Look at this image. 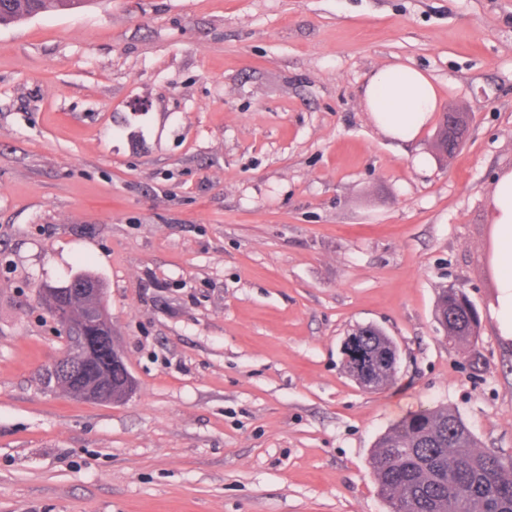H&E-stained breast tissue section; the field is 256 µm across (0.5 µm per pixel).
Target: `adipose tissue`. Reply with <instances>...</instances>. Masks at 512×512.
Segmentation results:
<instances>
[{"label": "adipose tissue", "mask_w": 512, "mask_h": 512, "mask_svg": "<svg viewBox=\"0 0 512 512\" xmlns=\"http://www.w3.org/2000/svg\"><path fill=\"white\" fill-rule=\"evenodd\" d=\"M378 129L398 141H411L432 122L438 105L434 83L418 69L394 65L372 72L361 95ZM490 220L494 246L490 271L497 288L492 314L498 335L512 343V169L492 191Z\"/></svg>", "instance_id": "1"}]
</instances>
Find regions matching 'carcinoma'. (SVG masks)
<instances>
[{"mask_svg": "<svg viewBox=\"0 0 512 512\" xmlns=\"http://www.w3.org/2000/svg\"><path fill=\"white\" fill-rule=\"evenodd\" d=\"M85 6L86 0H0V24ZM39 297L51 316L66 320L75 334L96 321L89 313L92 299L67 284L41 289ZM436 316L454 345L467 344L476 335L470 305L458 289H442ZM352 336L367 358L393 344L370 327H358ZM57 385L72 396L98 402H120L133 389L110 367L93 386L77 374ZM371 469L390 512H512V459L480 448L467 423L448 408L419 410L392 425L376 444Z\"/></svg>", "mask_w": 512, "mask_h": 512, "instance_id": "1", "label": "carcinoma"}]
</instances>
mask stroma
I'll list each match as a JSON object with an SVG mask.
<instances>
[{
    "instance_id": "stroma-1",
    "label": "stroma",
    "mask_w": 512,
    "mask_h": 512,
    "mask_svg": "<svg viewBox=\"0 0 512 512\" xmlns=\"http://www.w3.org/2000/svg\"><path fill=\"white\" fill-rule=\"evenodd\" d=\"M404 64L465 112L414 141L361 106ZM425 156L428 171L415 160ZM512 167V0H94L0 26V512H388L370 457L449 407L512 457L489 207ZM99 279L135 388L45 383L38 292ZM459 288L465 348L436 319ZM382 328L394 382L341 352ZM436 316L446 324L447 335L445 336L449 344L470 343L477 333L472 325L470 305L459 289H442L436 305ZM353 375L356 380L363 387L367 389H379L393 382L395 378V372L384 371L381 376V387H379L380 379L376 372H373L371 368L366 364H362L361 361H357L353 364Z\"/></svg>"
}]
</instances>
